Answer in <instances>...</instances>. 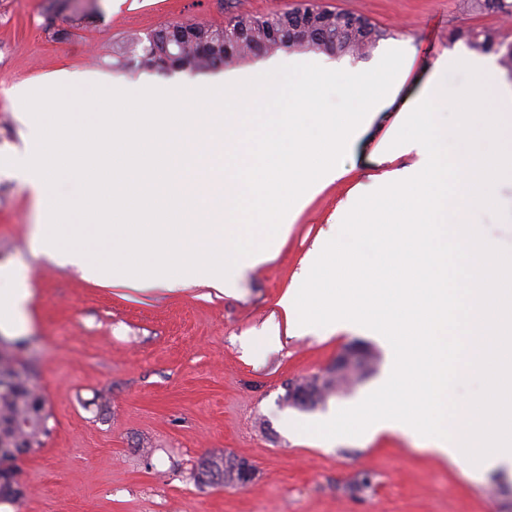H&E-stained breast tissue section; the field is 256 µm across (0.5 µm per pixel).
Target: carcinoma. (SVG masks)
Wrapping results in <instances>:
<instances>
[{"instance_id":"obj_1","label":"carcinoma","mask_w":512,"mask_h":512,"mask_svg":"<svg viewBox=\"0 0 512 512\" xmlns=\"http://www.w3.org/2000/svg\"><path fill=\"white\" fill-rule=\"evenodd\" d=\"M60 7L71 12V19L83 23L94 12L91 4L82 0H56ZM458 10L466 16L494 15L499 19L512 18V0H458ZM289 14L310 16L311 31H302L300 37L288 43V48L313 50L319 39L315 35L325 34L320 21L326 17L339 16L342 11L329 9L311 3H303L287 10ZM279 12L273 11L263 16L237 15L231 18L236 23H247L252 32L231 50L224 48L220 38L222 28L196 22H186L189 37L169 51L143 46L135 58L136 70H167L172 68L195 71H215L238 59L250 57L254 50L266 53L280 49V45L269 38L270 23L276 21ZM387 30L370 19L357 16V23H345L336 32V51L354 59H366L376 44L388 36ZM451 40L465 39L470 48L499 55V64L512 74V52L502 51L504 41L495 27H454L448 31ZM21 348L19 343H9L0 339V441L11 443L15 451L0 447V502L15 500L21 495L15 480L14 462L22 454L42 446V437L48 433L44 399L38 391L33 370L18 361L8 349ZM377 363V357L365 351L363 360L357 364L335 369L322 378L301 379L297 388L307 392L310 405L324 402L327 397L345 387L360 383ZM207 476L219 481H239L236 466H226L222 462H212L207 466Z\"/></svg>"}]
</instances>
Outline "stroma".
<instances>
[{
	"label": "stroma",
	"instance_id": "obj_1",
	"mask_svg": "<svg viewBox=\"0 0 512 512\" xmlns=\"http://www.w3.org/2000/svg\"><path fill=\"white\" fill-rule=\"evenodd\" d=\"M298 0H97L82 28L52 0H0V155L21 147L31 117L9 94L18 83L57 84L89 72L102 85L166 88L223 78V71H136L113 65L112 47L166 23L222 26L241 14L289 9ZM389 29L419 69L443 52L458 26L493 24L463 16L457 0H314ZM379 114L343 165L350 175L316 194L292 219L276 259L260 265L237 295L211 288L139 292L87 281L48 263L34 247L43 206L21 182L0 174V263L28 269V326L3 332L26 341L20 361L37 374L50 429L44 445L19 457L23 491L6 512H512V473L475 472L418 448L401 433L327 441L287 431L365 398L390 360L362 332L265 342L276 302L339 201L367 185L369 157L395 122ZM378 355L376 370L349 390L301 410L285 399L290 381L321 376L349 346ZM242 460L244 485L198 476L206 462ZM371 485H354L362 477Z\"/></svg>",
	"mask_w": 512,
	"mask_h": 512
}]
</instances>
